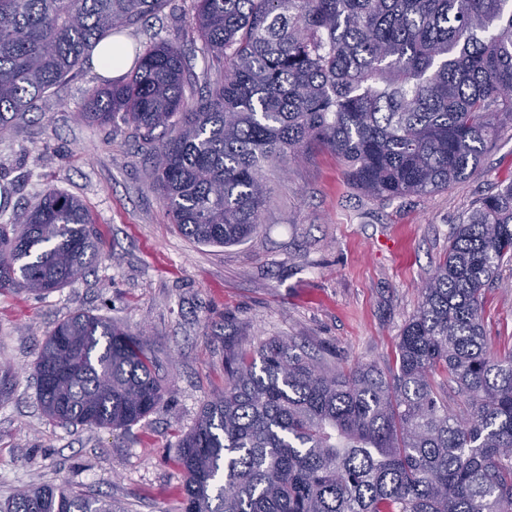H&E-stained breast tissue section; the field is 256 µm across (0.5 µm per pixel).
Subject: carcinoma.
I'll use <instances>...</instances> for the list:
<instances>
[{
  "mask_svg": "<svg viewBox=\"0 0 512 512\" xmlns=\"http://www.w3.org/2000/svg\"><path fill=\"white\" fill-rule=\"evenodd\" d=\"M167 0H0V136L102 40ZM219 74L194 98L184 43L88 90L82 121L130 130L172 223L199 245L261 224L266 164L334 153L391 201L442 191L512 128V0H194ZM84 204L50 190L0 225V292L48 294L100 251ZM512 262V183L459 219L388 372L325 367L292 338L227 359L228 384L177 444L181 512H512V347L491 348L485 288ZM35 369L61 424L126 429L162 397L144 333L89 312L58 323ZM460 396L448 412L436 371ZM0 512H112L44 484Z\"/></svg>",
  "mask_w": 512,
  "mask_h": 512,
  "instance_id": "carcinoma-1",
  "label": "carcinoma"
}]
</instances>
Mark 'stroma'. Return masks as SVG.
<instances>
[{
    "label": "stroma",
    "instance_id": "stroma-1",
    "mask_svg": "<svg viewBox=\"0 0 512 512\" xmlns=\"http://www.w3.org/2000/svg\"><path fill=\"white\" fill-rule=\"evenodd\" d=\"M123 36L138 49L185 39L194 73L205 68L192 0H172ZM103 83L83 63L0 137V224L57 190L82 201L103 241L85 277L42 296L0 293V503L30 486L65 484L110 499L116 512H178L185 477L176 442L223 388L230 350L293 337L333 367L387 368L459 217L512 183V131L466 179L387 203L349 184L329 152L271 163L258 231L209 247L172 224L131 134L79 120L88 89ZM80 310L146 332L163 395L129 429L62 425L41 409L37 349ZM483 324L494 347L512 345V266L486 288Z\"/></svg>",
    "mask_w": 512,
    "mask_h": 512
}]
</instances>
